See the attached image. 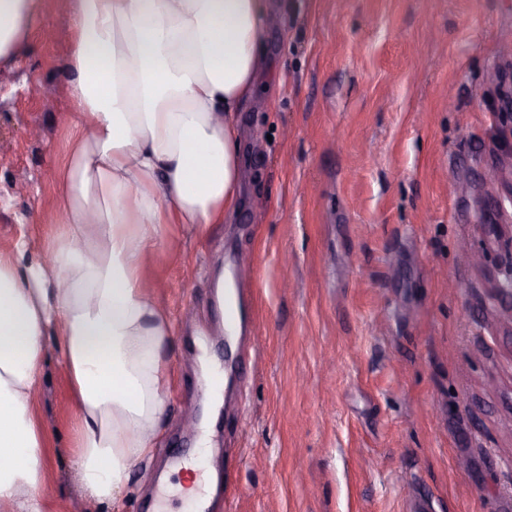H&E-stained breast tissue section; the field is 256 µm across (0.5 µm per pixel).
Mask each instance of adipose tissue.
I'll list each match as a JSON object with an SVG mask.
<instances>
[{"instance_id": "1", "label": "adipose tissue", "mask_w": 512, "mask_h": 512, "mask_svg": "<svg viewBox=\"0 0 512 512\" xmlns=\"http://www.w3.org/2000/svg\"><path fill=\"white\" fill-rule=\"evenodd\" d=\"M65 91L75 134L37 261L0 249V512H44L37 414L44 338L76 410L72 461L88 503L111 504L148 462L168 400L173 334L144 271L168 224H222L242 195L236 115L253 97L266 0H66ZM41 0H0V61Z\"/></svg>"}]
</instances>
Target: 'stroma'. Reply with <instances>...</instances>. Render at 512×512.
<instances>
[{"label":"stroma","mask_w":512,"mask_h":512,"mask_svg":"<svg viewBox=\"0 0 512 512\" xmlns=\"http://www.w3.org/2000/svg\"><path fill=\"white\" fill-rule=\"evenodd\" d=\"M70 38L65 0H43L0 69V247L35 198L52 231ZM511 43L512 0H268L240 209L167 225L146 268L175 325L170 387L119 512H180L158 477L203 434L218 512H512V300L495 289L512 270ZM222 278L244 304L230 338ZM44 376L49 512H84L76 411Z\"/></svg>","instance_id":"35a3bbf8"}]
</instances>
